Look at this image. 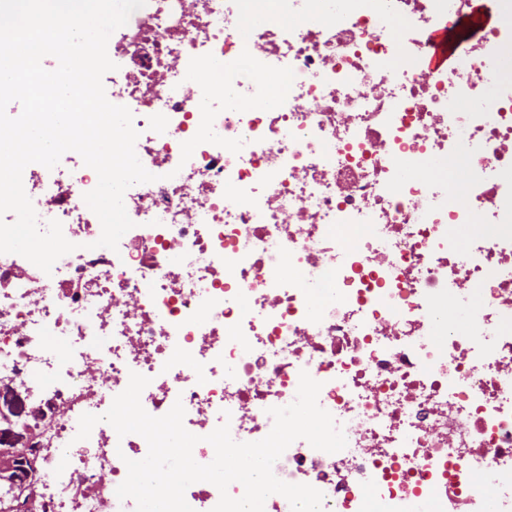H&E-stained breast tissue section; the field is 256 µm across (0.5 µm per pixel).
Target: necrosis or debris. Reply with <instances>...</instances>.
Wrapping results in <instances>:
<instances>
[{
  "instance_id": "necrosis-or-debris-1",
  "label": "necrosis or debris",
  "mask_w": 512,
  "mask_h": 512,
  "mask_svg": "<svg viewBox=\"0 0 512 512\" xmlns=\"http://www.w3.org/2000/svg\"><path fill=\"white\" fill-rule=\"evenodd\" d=\"M480 0H147L109 38V100L131 111L156 179L131 186L117 249L83 200L96 172L68 155L28 165L39 227L76 248L44 273L0 254V457L31 451L26 512H135L115 493L148 453L105 422L131 373L152 416L185 409L199 438L273 427L301 372L346 436L295 440L275 476L322 512H512V19ZM448 34V66L417 67ZM291 69L284 103L224 110L231 152L181 145L201 122L191 58L242 52ZM460 169V201L432 162ZM482 235L461 243L465 224ZM492 483H485V476Z\"/></svg>"
}]
</instances>
